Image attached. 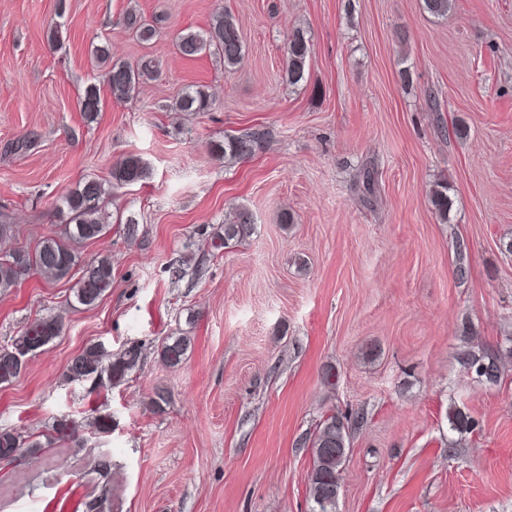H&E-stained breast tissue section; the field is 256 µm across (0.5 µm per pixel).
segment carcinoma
Here are the masks:
<instances>
[{
	"label": "carcinoma",
	"instance_id": "cac0c4a2",
	"mask_svg": "<svg viewBox=\"0 0 512 512\" xmlns=\"http://www.w3.org/2000/svg\"><path fill=\"white\" fill-rule=\"evenodd\" d=\"M423 9L437 18L448 16L452 0H422ZM125 24L142 41L150 40L154 26L136 14L126 16ZM179 52L193 57L203 51H213L223 57L224 66H238L245 55L242 36L234 17L222 9L212 16L204 34L189 31L180 35L177 42ZM311 53V43L306 33L298 30L293 33L287 48L286 77L288 84L297 85L305 80L307 59ZM98 60L106 65L105 81L112 98L127 101L135 96L139 85L153 78L154 66L144 61L134 67L124 61H110L107 50L100 49ZM80 111L85 119L92 122L101 111L102 100L99 88L90 85L79 101ZM215 107L212 95L197 86L186 90L171 106L177 112H209ZM269 131L254 128L240 135H230L224 141L213 145L214 153L231 163L253 156L261 144L268 138ZM149 168L135 155L125 157L112 168V186L95 178H85L76 187L61 198L56 206L57 214L64 224L60 235L43 238L30 251L20 248L23 261H15L0 254V289L15 287L27 277L38 274L48 281H60L71 277L76 267H81V276L72 287L78 304L86 307L95 305L112 287V260L109 256H99L80 265L78 247L80 244L102 236L108 227V215L104 209V199L110 188L133 185L147 179ZM431 203L439 219L448 221L451 200L448 197V184L436 183L431 192ZM255 226V218L249 208L236 207L221 225L220 231L212 238L217 250L231 244L243 242L249 237ZM455 276L463 280L468 276V245L463 240L455 241ZM64 325L58 319H35L28 323L21 334L7 347L0 348V385L11 382L25 368L27 357L60 336ZM188 350L184 337H168L163 340L160 349L161 360L169 367L179 365ZM142 360L141 345L132 342L120 350L112 352L102 342L86 346L68 363L64 373L65 380L74 384L89 383L93 386L112 387L124 383L136 370ZM460 364L474 378L489 385L499 386L503 382L502 354L498 351L471 348L458 354ZM448 422L452 430L460 433H472L477 422L463 409L451 405L448 407ZM352 429L351 415L336 410H328L316 421L313 430L304 438V447L310 449L311 469L309 474L308 495L313 502L312 512H336L337 500L326 498L329 493H338L341 489L340 476L350 448ZM78 434L74 421L62 417L56 418L42 438L25 436L14 429L0 428V462H10L19 456L36 455L45 448H56L62 443L73 440Z\"/></svg>",
	"mask_w": 512,
	"mask_h": 512
}]
</instances>
